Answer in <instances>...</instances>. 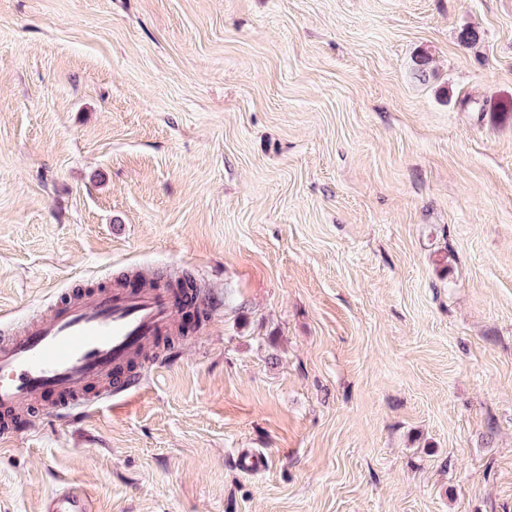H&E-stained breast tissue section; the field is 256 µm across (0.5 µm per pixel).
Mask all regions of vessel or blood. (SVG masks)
I'll list each match as a JSON object with an SVG mask.
<instances>
[{
  "label": "vessel or blood",
  "mask_w": 512,
  "mask_h": 512,
  "mask_svg": "<svg viewBox=\"0 0 512 512\" xmlns=\"http://www.w3.org/2000/svg\"><path fill=\"white\" fill-rule=\"evenodd\" d=\"M173 290L122 285L61 297L23 332L0 335V446L44 414L61 421L141 387L139 372L178 332ZM40 512H96L87 490L65 480Z\"/></svg>",
  "instance_id": "vessel-or-blood-1"
}]
</instances>
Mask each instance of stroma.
Masks as SVG:
<instances>
[{
	"label": "stroma",
	"mask_w": 512,
	"mask_h": 512,
	"mask_svg": "<svg viewBox=\"0 0 512 512\" xmlns=\"http://www.w3.org/2000/svg\"><path fill=\"white\" fill-rule=\"evenodd\" d=\"M184 271L222 308L0 449V512L61 478L98 512H512V0H0V328Z\"/></svg>",
	"instance_id": "35a3bbf8"
}]
</instances>
